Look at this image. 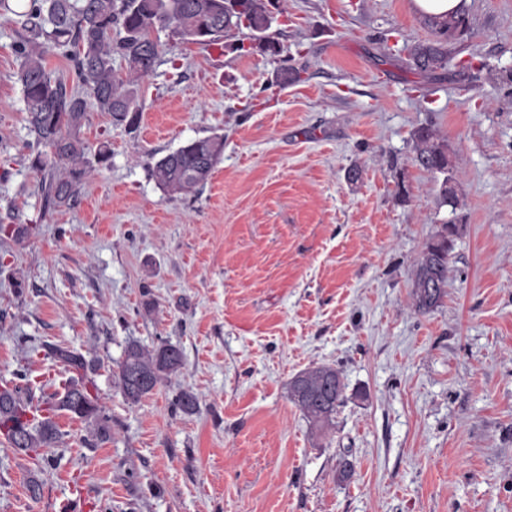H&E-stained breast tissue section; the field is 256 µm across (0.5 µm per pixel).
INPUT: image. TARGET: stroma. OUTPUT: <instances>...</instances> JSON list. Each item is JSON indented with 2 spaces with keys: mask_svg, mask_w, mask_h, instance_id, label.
I'll return each mask as SVG.
<instances>
[{
  "mask_svg": "<svg viewBox=\"0 0 512 512\" xmlns=\"http://www.w3.org/2000/svg\"><path fill=\"white\" fill-rule=\"evenodd\" d=\"M281 7L276 58L246 35L205 49L160 31L138 129L88 103L82 137L112 158L56 209L0 16V383L24 369L62 389L51 349L68 347L100 360L112 419L88 448L86 424L57 416L53 467L0 446V512L77 494L84 512H512V85L487 79L512 71V0H463L467 49L429 77L405 64L431 36L414 0ZM285 62L301 78L283 86ZM423 126L448 144L457 208L413 161ZM215 135L196 193L157 184L156 160ZM448 221L447 294L422 314L421 252ZM132 340L183 354L135 404L111 373ZM316 364L346 383L322 433L289 396ZM182 390L195 413L175 409Z\"/></svg>",
  "mask_w": 512,
  "mask_h": 512,
  "instance_id": "stroma-1",
  "label": "stroma"
}]
</instances>
